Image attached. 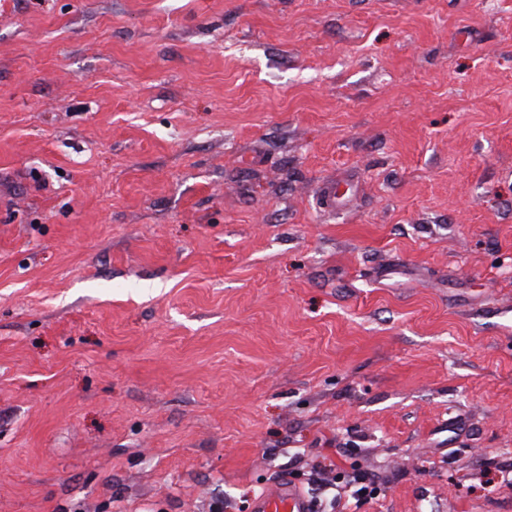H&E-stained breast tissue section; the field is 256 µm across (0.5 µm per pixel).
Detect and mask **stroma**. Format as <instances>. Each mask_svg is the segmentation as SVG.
Wrapping results in <instances>:
<instances>
[{"label": "stroma", "instance_id": "1", "mask_svg": "<svg viewBox=\"0 0 512 512\" xmlns=\"http://www.w3.org/2000/svg\"><path fill=\"white\" fill-rule=\"evenodd\" d=\"M326 457L512 512V0H0V512Z\"/></svg>", "mask_w": 512, "mask_h": 512}]
</instances>
